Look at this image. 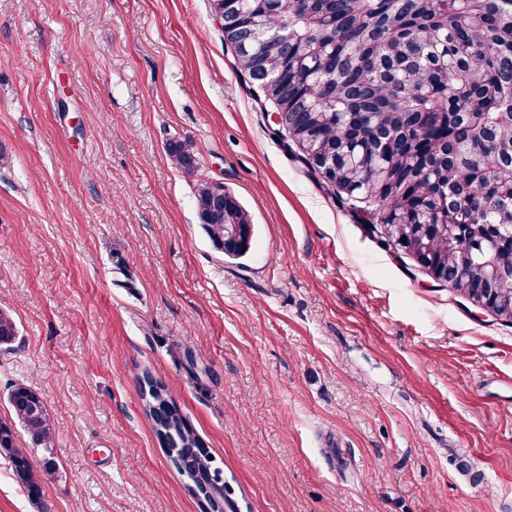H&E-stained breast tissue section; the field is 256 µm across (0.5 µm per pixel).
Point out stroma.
Instances as JSON below:
<instances>
[{
	"mask_svg": "<svg viewBox=\"0 0 512 512\" xmlns=\"http://www.w3.org/2000/svg\"><path fill=\"white\" fill-rule=\"evenodd\" d=\"M200 179L249 211L243 257L202 228ZM0 310V419L36 389L59 462L34 502L0 456V512H203L146 375L234 512H512V326L306 170L206 0H0ZM170 161L187 176H193L198 168V161L191 145L182 140H171L166 146ZM157 420L153 417L154 424L156 426V430L159 433V430H172L173 436L177 442V448H190V446L186 443L187 438L191 440V435L194 436V443H198V439L194 432L190 429L188 424H186V420L184 417H173L171 422H159L167 419L166 412L164 410H160V415L156 414Z\"/></svg>",
	"mask_w": 512,
	"mask_h": 512,
	"instance_id": "35a3bbf8",
	"label": "stroma"
}]
</instances>
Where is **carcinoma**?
Segmentation results:
<instances>
[{
	"label": "carcinoma",
	"mask_w": 512,
	"mask_h": 512,
	"mask_svg": "<svg viewBox=\"0 0 512 512\" xmlns=\"http://www.w3.org/2000/svg\"><path fill=\"white\" fill-rule=\"evenodd\" d=\"M224 45L239 76L282 114L307 167L323 175L380 244L409 250L456 292L483 288L493 305L512 298V209L491 185L512 175V0H228ZM170 161L187 176L191 145L171 140ZM215 184L195 189L200 224L235 257L251 246L250 213L236 195L210 208ZM494 252L496 266L483 258ZM0 311V346L16 339ZM0 453L37 501L57 470L55 429L24 383L8 393ZM24 428L40 464L16 441ZM177 447L193 435L167 421Z\"/></svg>",
	"instance_id": "cac0c4a2"
}]
</instances>
